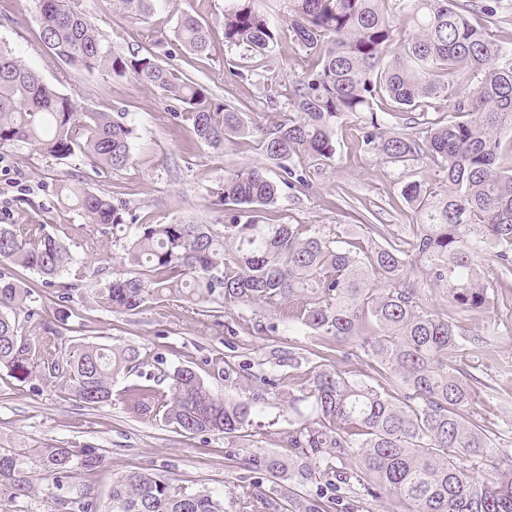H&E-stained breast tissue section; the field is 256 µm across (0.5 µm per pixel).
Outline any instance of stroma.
I'll return each instance as SVG.
<instances>
[{"instance_id":"stroma-1","label":"stroma","mask_w":512,"mask_h":512,"mask_svg":"<svg viewBox=\"0 0 512 512\" xmlns=\"http://www.w3.org/2000/svg\"><path fill=\"white\" fill-rule=\"evenodd\" d=\"M224 4L225 0H162L149 21L142 23L123 14L113 0H79L82 13L116 51L163 56L178 75L205 85L213 105L236 107L250 126L272 129L288 113L285 93L303 76L308 59L286 37L264 56L225 46ZM186 12L208 28V55L173 50V30ZM0 42L82 106L126 113L136 130L134 162L120 171L95 170L77 159L63 165L27 145L0 148V210L8 212L11 220L45 224L65 238L78 263L106 277L118 267L124 231L100 233L76 213L52 208L42 191L44 183L62 175L82 181L126 200L140 220L153 224L175 220L222 224L224 206L209 190L232 171L259 163L251 138H228L220 149L197 144L191 134L174 135L170 102L132 77L63 70L52 62L39 39L34 0H0ZM360 124V119L351 117L339 127L336 159L315 174L311 187L284 191L277 213L280 221L316 224L327 230L355 223L358 212L370 209L377 212L379 223L390 225L396 233L412 223L414 215L401 189L407 181L431 175V166L419 159L403 168L369 151L351 152ZM92 236L101 242L95 251L86 248ZM490 317L500 325L496 359L479 374L473 412L475 417L511 425L512 372H501L499 365L512 363V306L495 303L490 316H475L465 328L471 334L483 333ZM59 332L66 344L93 341L136 346L146 356L150 372L192 367L226 397L235 396L259 370L276 371L278 359L287 356L289 349L308 344L298 326L285 320L279 309L230 305L218 326L175 298L147 303L134 315L79 301ZM221 357L238 364L236 382L213 377V364ZM139 382L138 372L118 375L112 382L111 404L91 408L55 384L39 378L21 383L0 371V448L28 452L49 444L75 443L101 448L102 464L76 477L101 504L108 501L113 480L136 469L162 474L177 485L208 488L223 499L224 512H240L243 490L257 494L270 490L268 474L253 469L248 459L254 454L281 453L279 434L296 418L288 407L287 387L277 389L255 416L251 440L231 444L220 434L185 435L162 421L131 413L120 394Z\"/></svg>"}]
</instances>
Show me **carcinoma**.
Listing matches in <instances>:
<instances>
[{"label": "carcinoma", "instance_id": "carcinoma-1", "mask_svg": "<svg viewBox=\"0 0 512 512\" xmlns=\"http://www.w3.org/2000/svg\"><path fill=\"white\" fill-rule=\"evenodd\" d=\"M40 40L52 58L77 70L130 75L184 106L176 130L191 125L213 149L230 137L253 138L263 164L236 170L208 189L225 206L223 230L211 224H144L124 201L66 176L49 191L56 204L87 224L129 228L121 269L101 281L78 264L69 243L44 224H0V370L19 382L35 377L73 392L89 406L112 403V379L147 364L139 348L84 342L68 349L40 317L39 288L58 291L56 317H71L74 297L109 312L134 315L161 297L186 299L221 324L226 305L288 303L283 316L311 338L303 354L288 351V372L255 376L238 399L218 394L193 368L178 366L124 390L135 413L174 425L187 435L216 432L244 442L269 391L299 384L298 401L311 410L288 423V454L253 456L252 464L283 481H325L359 497L394 496L403 512H512V449L505 431L473 418L475 371L493 352L495 329L465 332L463 322L486 314L495 290L512 282V38H493L485 21L500 0H288L284 30L311 64L288 91L290 112L271 130H255L243 113L214 108L209 90L180 77L153 54H121L77 7L76 0H35ZM128 17L145 21L159 0H116ZM224 45L264 55L278 43L258 0H228ZM180 50L208 49L203 23L190 13L177 21ZM463 86L456 116L426 122L412 139L379 131L374 105L402 118L426 100ZM364 119L357 149L407 165L419 157L440 174L408 181L403 197L415 214L399 237L375 213L324 231L314 224L269 221L283 189L311 186V171L336 157V129ZM135 128L110 112L80 106L45 82L11 49L0 45V147L25 144L56 161L79 156L120 171L133 163ZM281 172L270 180L265 165ZM19 267L38 282L20 277ZM437 291L452 312L426 301ZM356 358L371 380L342 367ZM465 457L490 462L482 476ZM103 461L89 445H49L30 462L0 448V488L14 500L31 489L28 465L52 477L61 512H224L205 488L173 484L146 470L112 483L100 505L72 484L79 471ZM327 504L288 492V512H326Z\"/></svg>", "mask_w": 512, "mask_h": 512}]
</instances>
